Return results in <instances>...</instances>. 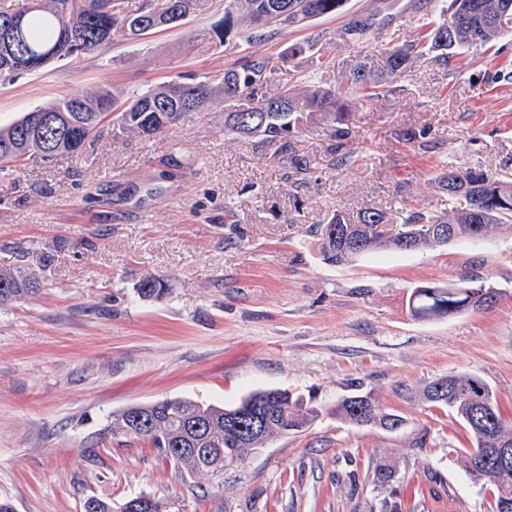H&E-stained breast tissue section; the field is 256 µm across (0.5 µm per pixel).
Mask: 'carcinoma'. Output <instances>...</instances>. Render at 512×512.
Segmentation results:
<instances>
[{
	"label": "carcinoma",
	"instance_id": "cac0c4a2",
	"mask_svg": "<svg viewBox=\"0 0 512 512\" xmlns=\"http://www.w3.org/2000/svg\"><path fill=\"white\" fill-rule=\"evenodd\" d=\"M182 3V12L192 0H147L134 19L162 21L172 3ZM346 0H231L225 10V26L234 21L253 28L251 38L259 40L260 30L283 25H301L307 20L340 12ZM238 17H233V11ZM512 16V0H452L451 23L420 25L416 40L402 45L384 44L380 49L384 67L369 63L353 64L343 81L306 91L288 87L276 96L261 89L271 74L270 58L258 57L241 66L224 69L220 80L191 84L172 82L138 92L125 101L105 90L64 97L47 106L25 113L11 125L0 128V173L24 167L31 162H53L59 158L85 159L94 150L105 123L120 133L155 137L165 135L184 122L188 114L208 108L216 99L224 100V127L244 137L259 135L278 155L288 151V133L303 116L316 117L325 134L336 140V168L351 164L353 153L346 150L352 137V107L389 92V79L403 76L419 61L448 68V50L455 46H487L512 34V27L501 24ZM128 18L119 16L115 0H0V30L9 31V43L0 42V77L34 71L61 58H78L91 53L127 29ZM376 24V15L350 20L341 30V40L356 43ZM434 181L451 205L447 217L421 211L411 212L395 232H385V212L367 208L351 219L336 212L326 224L317 226L322 259L343 265L372 251H412L437 247L442 229L448 242L477 239L496 225L512 221V181L493 178L483 170L445 168ZM491 286L474 284L471 277L446 286L430 283L415 288L409 296V310L416 319H439L470 310H490L500 299L493 292L487 302L475 294ZM39 291L32 277L11 270H0V293H9L16 302ZM136 292L143 300L157 299L168 292L167 279L149 274ZM6 300L0 296V305ZM488 385L469 375L440 377L420 392L423 401L452 410L471 436V447L464 453V466L475 482L491 485L497 492L498 512H512V478L500 481L490 459V448H512V422L503 419L498 403L484 409L471 400L459 398L465 392L479 396ZM261 402L263 424L252 431L253 416L244 410L249 397ZM230 406L205 405L183 399H163L144 405L142 421L134 425L128 409L112 414V435L142 439L165 459L174 463L184 476L206 474L216 491L215 512H223L224 493L231 490V476L243 469L244 460L254 448L267 445L291 432H299L320 416L322 409L309 406L286 389L251 393ZM331 412L357 426L374 425L386 430L403 422L397 414L380 410L375 397L354 393L338 400ZM200 452L192 453L190 449ZM121 512H168L162 497L136 495L127 498Z\"/></svg>",
	"mask_w": 512,
	"mask_h": 512
}]
</instances>
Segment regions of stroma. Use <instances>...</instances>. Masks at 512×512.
Returning <instances> with one entry per match:
<instances>
[{
    "label": "stroma",
    "mask_w": 512,
    "mask_h": 512,
    "mask_svg": "<svg viewBox=\"0 0 512 512\" xmlns=\"http://www.w3.org/2000/svg\"><path fill=\"white\" fill-rule=\"evenodd\" d=\"M449 0H347L344 11L247 40H212L224 0H193L175 26L116 34L98 51L0 79V127L59 99L107 88L123 96L168 82L219 78L272 57L266 95L317 85L314 60L336 59L328 81L381 45L416 39L422 22L450 18ZM389 25L351 44L353 17ZM448 69L417 63L384 97L357 109L340 170L314 123L289 142L308 170L278 160L260 138L224 128V103L152 139L104 131L81 162L32 163L0 174V269L41 289L0 307V498L15 512H81L87 496L120 506L165 497L170 512H212V481H184L148 443L113 435L114 412L163 398L232 405L285 388L325 407L304 431L251 459L231 512H497V495L465 472L467 429L418 392L471 375L512 420V228L406 252H367L346 265L319 253L315 234L334 212L383 210L397 230L407 209L443 214L433 178L442 166L512 178V37L457 47ZM181 169L165 178L156 161ZM169 291L144 301L147 275ZM501 289L495 308L436 320L411 316L408 297L463 276ZM404 418L395 431L328 414L354 383ZM395 471L376 487L374 465Z\"/></svg>",
    "instance_id": "35a3bbf8"
}]
</instances>
